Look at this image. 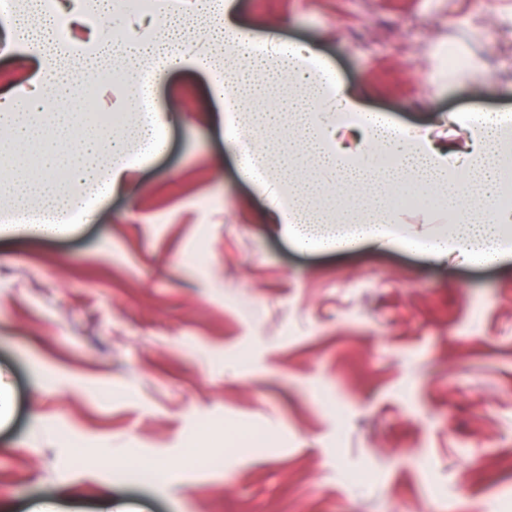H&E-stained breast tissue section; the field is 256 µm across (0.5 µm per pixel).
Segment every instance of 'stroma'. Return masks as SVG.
Here are the masks:
<instances>
[{
  "mask_svg": "<svg viewBox=\"0 0 512 512\" xmlns=\"http://www.w3.org/2000/svg\"><path fill=\"white\" fill-rule=\"evenodd\" d=\"M405 127L512 111V0H236ZM0 18V93L35 58ZM487 64L456 79L441 43ZM95 223L0 238V512H512V259L302 252L224 150L209 75ZM237 432L253 444L232 448Z\"/></svg>",
  "mask_w": 512,
  "mask_h": 512,
  "instance_id": "stroma-1",
  "label": "stroma"
}]
</instances>
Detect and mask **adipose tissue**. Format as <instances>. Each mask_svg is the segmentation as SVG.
Here are the masks:
<instances>
[{"instance_id":"ef3b65f1","label":"adipose tissue","mask_w":512,"mask_h":512,"mask_svg":"<svg viewBox=\"0 0 512 512\" xmlns=\"http://www.w3.org/2000/svg\"><path fill=\"white\" fill-rule=\"evenodd\" d=\"M221 15L222 29L212 32L209 56L184 51L169 56L166 47L184 33L182 23H163L161 33L130 50H115L111 27L100 31L98 48L124 68L125 102L137 108L153 99L152 83L138 69L127 67L129 56L158 58L157 77L187 60L206 69L216 98L224 107V141L240 156L242 178L267 194L266 221L284 237L306 249L385 247L398 242L436 262L493 263L512 257V213L496 209L504 192V166H512V117L453 115L464 132L467 149L441 139L429 127H404L380 113L365 111L359 96L342 84L326 95L331 69L313 48L280 43L255 46L251 33L235 19L233 0H199L198 18ZM0 128L9 132L0 148L15 162L10 176L0 178V196L10 199L14 218L0 225L1 237L69 235L92 222L96 206L128 184L134 168L128 156L137 152L149 161L166 146L163 113L149 121L118 127L83 125L73 109L43 113L38 97L13 98L0 112ZM260 132L261 149L251 148L244 133ZM381 149L394 147L400 157L391 169L368 165L358 148L346 140ZM302 166L316 175L300 189L291 177ZM91 187L92 196L75 207L62 182ZM414 187L439 197L448 216L445 230L405 239L395 232L393 209L385 203L390 191ZM365 192L363 208L321 205V195ZM335 233H328V225Z\"/></svg>"}]
</instances>
